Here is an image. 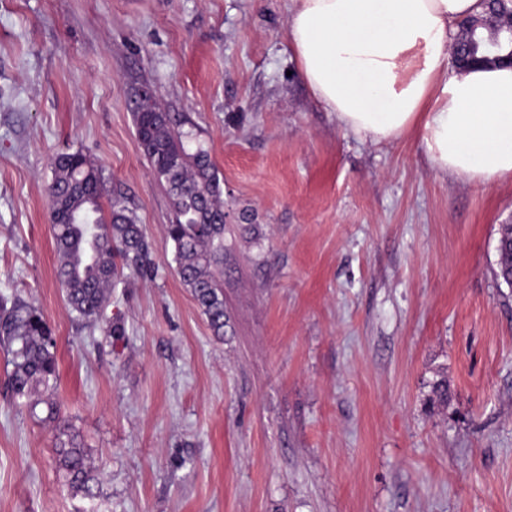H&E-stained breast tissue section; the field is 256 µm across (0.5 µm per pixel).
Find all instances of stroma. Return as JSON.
Here are the masks:
<instances>
[{
	"instance_id": "stroma-1",
	"label": "stroma",
	"mask_w": 512,
	"mask_h": 512,
	"mask_svg": "<svg viewBox=\"0 0 512 512\" xmlns=\"http://www.w3.org/2000/svg\"><path fill=\"white\" fill-rule=\"evenodd\" d=\"M288 2L0 0V293L48 321L60 407L30 416L0 352V512H512V182L345 132L295 72ZM145 86L223 180L220 337L176 272ZM76 149L152 244L95 324L55 278L46 196ZM70 437L94 498L63 477Z\"/></svg>"
}]
</instances>
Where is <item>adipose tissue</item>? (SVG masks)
Wrapping results in <instances>:
<instances>
[{
  "label": "adipose tissue",
  "instance_id": "obj_1",
  "mask_svg": "<svg viewBox=\"0 0 512 512\" xmlns=\"http://www.w3.org/2000/svg\"><path fill=\"white\" fill-rule=\"evenodd\" d=\"M480 0H291L287 37L311 95L374 143L418 132L436 170L512 180V67L452 65L448 34Z\"/></svg>",
  "mask_w": 512,
  "mask_h": 512
}]
</instances>
